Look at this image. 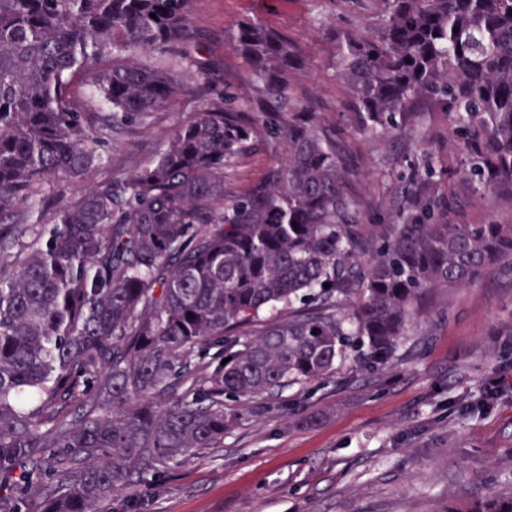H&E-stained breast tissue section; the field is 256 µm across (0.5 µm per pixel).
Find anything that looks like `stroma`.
Here are the masks:
<instances>
[{
	"label": "stroma",
	"instance_id": "1",
	"mask_svg": "<svg viewBox=\"0 0 512 512\" xmlns=\"http://www.w3.org/2000/svg\"><path fill=\"white\" fill-rule=\"evenodd\" d=\"M370 0H192L194 28L218 85L250 90L249 72L226 45L237 20L257 18L299 43L313 61L295 80L337 129L355 161L367 230L399 195L389 173L421 148L433 153L439 194L455 223L512 222V200L471 199L444 122L397 141L354 132L341 110L349 96L329 64L337 29H366ZM198 107L177 99L149 125L115 138L87 185L126 178L148 164L175 125ZM512 483V272L490 266L464 288H434L411 309L395 361L369 368L346 359L249 411L182 464L144 474L136 493L108 512H446L479 492Z\"/></svg>",
	"mask_w": 512,
	"mask_h": 512
}]
</instances>
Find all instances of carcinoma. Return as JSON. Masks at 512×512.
Masks as SVG:
<instances>
[{
	"label": "carcinoma",
	"mask_w": 512,
	"mask_h": 512,
	"mask_svg": "<svg viewBox=\"0 0 512 512\" xmlns=\"http://www.w3.org/2000/svg\"><path fill=\"white\" fill-rule=\"evenodd\" d=\"M374 6L330 49L354 131L402 138L439 113L473 199H512V0ZM227 39L248 96L216 91L191 0H0V216L27 221L0 232V486L15 512H100L223 444L248 401L349 355L389 364L426 289L512 258V224L448 220L427 153L399 175L397 220L368 233L338 132L292 82L306 55L259 19ZM187 94L199 107L149 165L69 193L110 139ZM259 143L285 160L227 188ZM278 307L288 317L233 334ZM466 512H512V490Z\"/></svg>",
	"instance_id": "obj_1"
}]
</instances>
